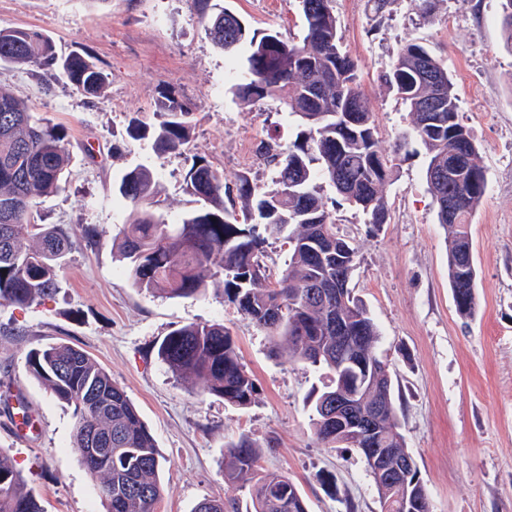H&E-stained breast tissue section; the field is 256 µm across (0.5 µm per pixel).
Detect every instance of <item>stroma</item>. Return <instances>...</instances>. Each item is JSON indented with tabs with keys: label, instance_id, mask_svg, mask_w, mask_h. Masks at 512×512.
Masks as SVG:
<instances>
[{
	"label": "stroma",
	"instance_id": "stroma-1",
	"mask_svg": "<svg viewBox=\"0 0 512 512\" xmlns=\"http://www.w3.org/2000/svg\"><path fill=\"white\" fill-rule=\"evenodd\" d=\"M255 32L300 36L298 0H214ZM342 47L355 61L380 146L407 137L385 187L388 219L365 216L324 190L341 234L357 250L352 285L377 323L379 352L399 393L397 412L433 512H512V47L499 0H438L434 17L411 0L376 13L371 0H334ZM40 30L59 53H88L112 77L89 99L53 73L0 67V86L28 101L37 116L63 127L71 162L64 188L37 204L39 223L94 227L93 245L72 251L52 295L27 308L0 306V449L45 512H103L94 481L72 446L75 419L25 367V355L51 342L87 351L137 406L167 464L158 512H194L207 497L246 492L224 482V450L240 437L260 447L261 472L288 476L309 512H380L373 481L353 448L316 439L306 396L317 372L290 361L285 347L241 316L210 284L201 298L168 299L133 288L112 244L129 210L115 192L128 170L157 176L159 209L175 218L196 208L185 175L200 158L223 173L231 195L247 175L255 195L273 186L261 155L295 137L283 93L253 105L232 94L229 68L242 52L209 39L191 0H0V28ZM426 45L453 72L459 115L480 149L486 194L470 224L478 268L474 317L456 311L448 280L449 239L426 181L422 145L410 118L380 80L407 42ZM172 89L192 109L195 129L182 153L158 154L127 134L132 119L151 120L160 93ZM191 322H219L257 384L245 409L176 378L157 357L159 342ZM24 403L36 431L16 434L10 408Z\"/></svg>",
	"mask_w": 512,
	"mask_h": 512
}]
</instances>
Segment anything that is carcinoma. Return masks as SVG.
Listing matches in <instances>:
<instances>
[{"mask_svg":"<svg viewBox=\"0 0 512 512\" xmlns=\"http://www.w3.org/2000/svg\"><path fill=\"white\" fill-rule=\"evenodd\" d=\"M214 45L226 52L247 47L245 65L233 86L245 104L277 90L288 94V115L298 132L286 149L265 147L273 166V188L253 199L247 176L239 178L242 217L224 203V176L203 160L185 181L201 207L175 220L157 212L154 173L136 167L124 174L118 193L131 208L117 244L132 285L170 299L205 295L222 280L224 297L267 332L288 357L323 371L315 392L312 426L325 445L339 443L364 458L381 512H431L419 468L406 464L407 450L395 406L389 365L378 355L381 333L361 300L345 288L336 299V276L351 281L356 250L336 224L321 194L328 184L372 227L386 223L385 187L394 158L379 146L374 112L364 96L357 68L341 48V25L333 0H299L306 22L301 41L277 33L259 35L226 8L208 12L209 0H194ZM24 65L55 71L85 97L99 98L109 75L86 53H57L53 40L28 28L0 29V66ZM406 106L411 134L426 148V181L439 223L450 237L448 278L458 314L476 310L477 270L468 227L486 190L479 147L459 118V95L443 61L419 42L403 45L382 75ZM156 122L134 120L133 138L153 139L160 153L182 151L192 132V110L172 94L156 102ZM70 153L62 127L35 118L32 109L0 88V305H32L53 294L68 255L95 242L87 225L68 230L36 224L37 200L56 193L68 174ZM455 201L448 211V201ZM286 240L287 268L271 281L261 257L267 238ZM346 357L336 361L338 337ZM158 356L175 376L202 383L204 393L238 408L255 402L257 386L241 362L224 324L190 323L169 332ZM29 373L59 402L73 409V448L96 439L109 447L88 469L104 512H157L166 460L125 390L86 351L52 343L26 353ZM342 394L360 412L380 403L371 431L349 420L329 422L326 407ZM258 445L243 436L224 452L225 482L248 491L251 512H308L295 483L263 474ZM0 512H44L25 490L10 457L0 451ZM194 512H238L235 501L205 498Z\"/></svg>","mask_w":512,"mask_h":512,"instance_id":"cac0c4a2","label":"carcinoma"}]
</instances>
